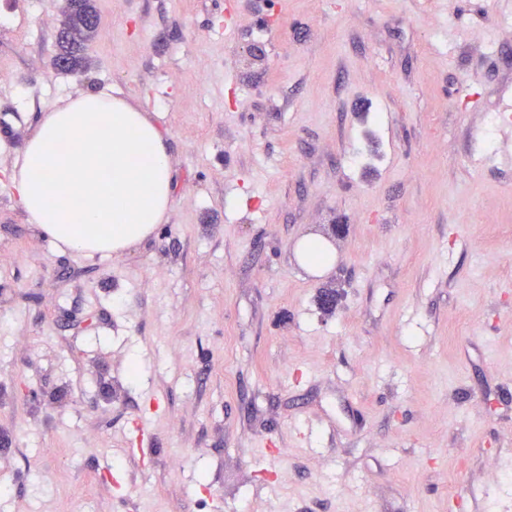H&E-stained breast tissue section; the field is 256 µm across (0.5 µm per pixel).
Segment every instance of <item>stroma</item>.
Masks as SVG:
<instances>
[{
    "label": "stroma",
    "instance_id": "stroma-1",
    "mask_svg": "<svg viewBox=\"0 0 512 512\" xmlns=\"http://www.w3.org/2000/svg\"><path fill=\"white\" fill-rule=\"evenodd\" d=\"M61 4L0 0V512H512V0H94L76 74ZM83 88L171 160L119 255L6 175ZM61 16L53 60L57 71L73 74L86 67L83 53L98 33L99 17L92 0H65Z\"/></svg>",
    "mask_w": 512,
    "mask_h": 512
}]
</instances>
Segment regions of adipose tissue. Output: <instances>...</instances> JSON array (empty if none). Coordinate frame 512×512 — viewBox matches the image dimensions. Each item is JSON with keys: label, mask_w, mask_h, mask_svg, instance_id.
<instances>
[{"label": "adipose tissue", "mask_w": 512, "mask_h": 512, "mask_svg": "<svg viewBox=\"0 0 512 512\" xmlns=\"http://www.w3.org/2000/svg\"><path fill=\"white\" fill-rule=\"evenodd\" d=\"M9 178L31 223L88 256L124 252L152 235L171 204L164 136L107 90H79L46 112Z\"/></svg>", "instance_id": "ef3b65f1"}]
</instances>
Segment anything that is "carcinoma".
Masks as SVG:
<instances>
[{"instance_id":"carcinoma-1","label":"carcinoma","mask_w":512,"mask_h":512,"mask_svg":"<svg viewBox=\"0 0 512 512\" xmlns=\"http://www.w3.org/2000/svg\"><path fill=\"white\" fill-rule=\"evenodd\" d=\"M61 16L54 61L59 72L73 74L86 67L83 53L98 33L99 17L92 0H65Z\"/></svg>"}]
</instances>
